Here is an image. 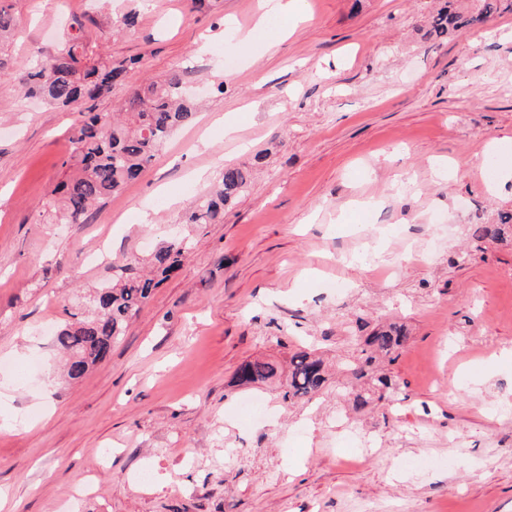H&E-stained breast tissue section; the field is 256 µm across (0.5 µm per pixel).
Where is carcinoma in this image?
Wrapping results in <instances>:
<instances>
[{"label":"carcinoma","instance_id":"cac0c4a2","mask_svg":"<svg viewBox=\"0 0 512 512\" xmlns=\"http://www.w3.org/2000/svg\"><path fill=\"white\" fill-rule=\"evenodd\" d=\"M456 0H441L443 6L429 21L430 34L438 40L484 23L493 15L512 14V0H471L461 12ZM139 13L131 10L105 33L117 35L138 24ZM16 22L9 9L0 5V79L18 83L27 97H37L51 106L66 108L81 100H94L125 83L127 61L113 62L93 50L83 27L72 28L64 47L39 54L35 67L14 71L5 55V45L14 35ZM197 115L196 100L187 92L182 76L171 71L131 89L113 114L85 112L70 130L71 151L63 162L64 178L46 202L51 220L62 224H85L91 208L120 193L137 179L172 132ZM247 175L237 166L220 173L214 191H205L185 212L186 224H217L224 220V208L244 191ZM477 243L501 242L512 238V212L500 216L498 224H478L473 231ZM190 249L189 238L163 243L148 261L151 271H142L136 256L112 265V283L91 294L90 316H74L55 334L56 345L68 355L66 380H77L88 369L105 360L124 335L128 321L138 314L154 290L176 272ZM409 340L407 329L396 323L380 325L357 337V354L341 365L347 380L336 383V391L350 393L352 383L365 381L367 387L355 393L352 411L386 407L394 401L400 383L389 373L375 370L377 358L393 362ZM283 375L282 399L309 400L328 389L330 375L324 360L315 353L298 349L280 369L277 362L247 360L235 373V383L248 386Z\"/></svg>","mask_w":512,"mask_h":512}]
</instances>
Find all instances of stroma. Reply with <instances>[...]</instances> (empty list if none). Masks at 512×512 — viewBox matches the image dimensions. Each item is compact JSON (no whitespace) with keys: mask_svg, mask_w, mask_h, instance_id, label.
I'll list each match as a JSON object with an SVG mask.
<instances>
[{"mask_svg":"<svg viewBox=\"0 0 512 512\" xmlns=\"http://www.w3.org/2000/svg\"><path fill=\"white\" fill-rule=\"evenodd\" d=\"M7 2L15 69L90 15L87 38L130 63L95 111L174 69L205 106L89 223L53 224L90 106L0 81V512H512V246L469 236L512 211V14L440 41L436 0H304L272 50L241 39L285 26L270 0ZM133 6L136 30L102 39ZM225 165L250 168L246 191L223 223L186 226ZM175 235L193 242L181 270L107 361L58 384L43 325L68 321L113 258ZM388 320L411 338L386 366L393 405L355 421L364 457L339 439L335 393L290 405L277 382H234L300 346L345 362L358 325Z\"/></svg>","mask_w":512,"mask_h":512,"instance_id":"stroma-1","label":"stroma"}]
</instances>
